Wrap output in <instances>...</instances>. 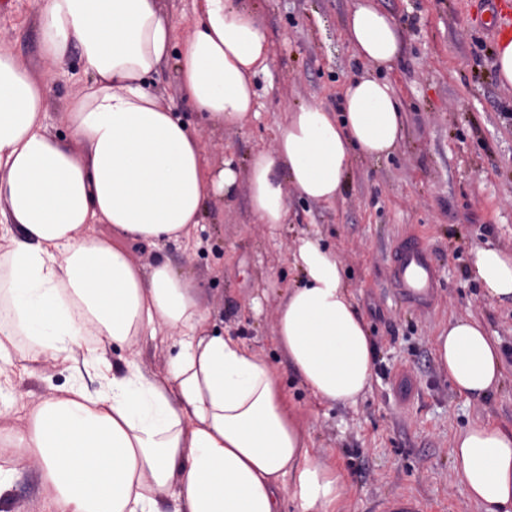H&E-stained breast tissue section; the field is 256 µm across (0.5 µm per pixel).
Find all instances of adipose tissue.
<instances>
[{
	"label": "adipose tissue",
	"instance_id": "ef3b65f1",
	"mask_svg": "<svg viewBox=\"0 0 512 512\" xmlns=\"http://www.w3.org/2000/svg\"><path fill=\"white\" fill-rule=\"evenodd\" d=\"M190 34L176 41L162 0H43V58L79 53L85 80L66 110L70 138L46 123L45 77L0 48V384L16 361L51 363L50 386L9 434L10 467L36 466L49 512H335L345 482L315 459L274 365L224 334L192 276L163 259L131 262L127 243L195 246L204 205L233 197L232 161L208 169L197 131L150 86L168 59L177 88L212 129L243 127L254 79L271 47L244 0H200ZM354 56L378 68L401 53L394 18L358 0L343 30ZM405 113L386 80L359 76L340 111L307 103L288 113L274 150L247 169L261 223H285L286 185L305 199L340 196L354 153L391 155ZM108 225L110 235L98 233ZM301 273L284 292L274 341L322 401L354 405L373 378L376 348L341 264L320 238H298ZM470 274L491 301L512 300V253L474 250ZM171 330L165 373L136 359L115 371L109 353ZM435 352L455 390L481 400L503 381L498 340L469 317L449 321ZM481 512H512V427L479 424L450 450Z\"/></svg>",
	"mask_w": 512,
	"mask_h": 512
}]
</instances>
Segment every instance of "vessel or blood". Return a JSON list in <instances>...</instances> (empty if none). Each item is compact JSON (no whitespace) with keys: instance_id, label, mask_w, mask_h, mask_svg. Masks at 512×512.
Returning <instances> with one entry per match:
<instances>
[{"instance_id":"obj_1","label":"vessel or blood","mask_w":512,"mask_h":512,"mask_svg":"<svg viewBox=\"0 0 512 512\" xmlns=\"http://www.w3.org/2000/svg\"><path fill=\"white\" fill-rule=\"evenodd\" d=\"M493 38H512V0H491ZM389 280L406 302L428 306L438 283L437 269L421 237L413 234L397 243L390 264ZM372 512H425L423 502L415 495L404 493L394 499L377 502Z\"/></svg>"}]
</instances>
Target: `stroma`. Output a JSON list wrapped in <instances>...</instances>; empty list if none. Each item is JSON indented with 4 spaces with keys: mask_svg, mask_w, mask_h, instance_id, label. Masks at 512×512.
I'll return each instance as SVG.
<instances>
[{
    "mask_svg": "<svg viewBox=\"0 0 512 512\" xmlns=\"http://www.w3.org/2000/svg\"><path fill=\"white\" fill-rule=\"evenodd\" d=\"M402 38L392 69L378 71L406 112L404 138L388 158L355 157L342 195L326 204L287 188L288 221L260 223L246 184L231 199L211 198L198 248L131 243L146 266L165 255L192 275L201 302L278 369L288 402L310 436V453L338 470L347 493L337 512H369L384 497L410 492L428 512H477L456 477L449 450L468 426H512V374L480 401L459 396L439 366L434 342L449 321L471 316L500 343L512 364V301H489L468 276L475 246L512 251V86L495 66L490 21L473 19L465 0H375ZM357 0H252L271 42L267 72L255 79L256 115L243 128L199 132L211 168H246L269 150L286 115L303 103L339 107L350 81L374 70L342 39ZM42 0L0 8V46L35 73L49 74L47 124L69 136L68 98L84 78L79 56L50 69L40 53ZM423 233L438 269L431 308L401 300L388 279L394 246ZM319 234L336 252L357 311L377 349L370 390L356 406L320 402L300 384L271 338L283 293L299 273L290 262L297 237ZM65 377L51 364L16 372L0 398V427L25 432L26 414ZM37 468L21 470L0 494V512H41Z\"/></svg>",
    "mask_w": 512,
    "mask_h": 512,
    "instance_id": "1",
    "label": "stroma"
}]
</instances>
